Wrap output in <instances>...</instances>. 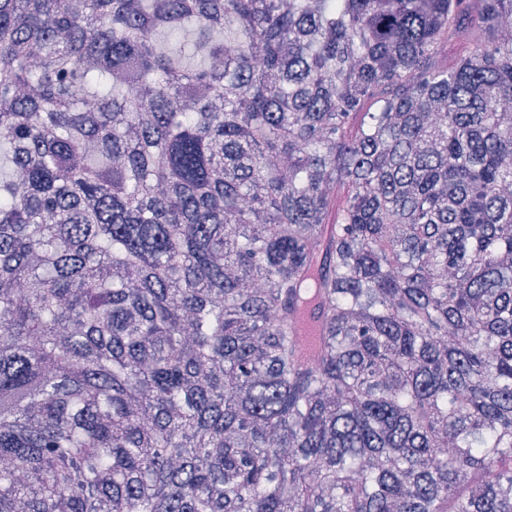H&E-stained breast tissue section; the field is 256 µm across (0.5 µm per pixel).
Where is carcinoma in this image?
I'll return each mask as SVG.
<instances>
[{
	"mask_svg": "<svg viewBox=\"0 0 512 512\" xmlns=\"http://www.w3.org/2000/svg\"><path fill=\"white\" fill-rule=\"evenodd\" d=\"M511 22L0 0V512H512ZM313 305H306L304 317L297 321L295 335L298 337L301 346V356L308 360L311 359L319 350L321 340L325 333V319L322 309L313 311Z\"/></svg>",
	"mask_w": 512,
	"mask_h": 512,
	"instance_id": "cac0c4a2",
	"label": "carcinoma"
}]
</instances>
